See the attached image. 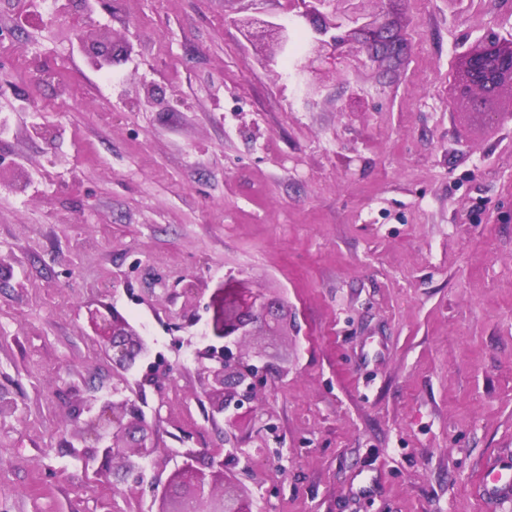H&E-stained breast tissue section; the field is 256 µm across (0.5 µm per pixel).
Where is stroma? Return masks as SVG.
Masks as SVG:
<instances>
[{"instance_id":"obj_1","label":"stroma","mask_w":512,"mask_h":512,"mask_svg":"<svg viewBox=\"0 0 512 512\" xmlns=\"http://www.w3.org/2000/svg\"><path fill=\"white\" fill-rule=\"evenodd\" d=\"M381 9L405 51L351 68L353 99L329 66L305 99L229 23L292 20L285 0H106L108 84L58 28L0 46V169L19 179L0 188V512L156 510L69 447V383L112 388L90 302L152 341L126 375L156 427L147 484L193 448L253 512H512L479 484L512 453V115L450 98L459 56L512 33V0ZM145 83L163 105L138 103ZM227 288L277 295L287 324L246 338L273 373L261 420L231 427L200 371ZM158 364L173 379L153 386Z\"/></svg>"}]
</instances>
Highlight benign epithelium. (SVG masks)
Instances as JSON below:
<instances>
[{"label":"benign epithelium","instance_id":"7a95c632","mask_svg":"<svg viewBox=\"0 0 512 512\" xmlns=\"http://www.w3.org/2000/svg\"><path fill=\"white\" fill-rule=\"evenodd\" d=\"M368 0H288V6L302 8L300 16L313 25L314 35L308 40L304 60L297 59L295 25L286 21L264 20L243 16L234 20L241 35L261 53L264 66L275 68L286 57L295 58V68L300 74H308L303 82L304 93L309 97L319 95L323 89L321 69L314 62L336 61V50L343 38L336 31L345 29L348 35L364 36L361 48L371 61L381 58H397L403 50V42L383 22L381 13L368 12ZM74 40L88 65L97 69L111 66L109 33L89 20L85 25L72 28ZM466 57L459 90L454 92L458 101L471 106L486 105L512 89V36L499 38L495 35L472 44ZM279 302L265 298L245 288L224 295L221 325L215 336L224 340L221 354L206 355L210 365H201L207 376L212 396V412L224 416L227 424L239 418L237 410L252 401L264 380L268 364L255 365L264 360L259 350H243L245 337L258 328L269 334L282 330L283 321L277 315ZM91 340L100 352L112 362V397L104 400L87 398L76 384L70 385V410L68 419L74 425V436L81 449H73L85 468L97 476L119 477L142 482L139 460L157 452L154 425L137 405L126 395L122 376L150 352V345L143 334L117 308L100 305L88 309ZM198 451L187 448L183 452L184 463L168 478L175 486L173 500L177 507H166L168 498L160 496L156 512H250L246 490L239 481L224 475V460L210 458L208 468L194 465ZM222 483L216 489V482Z\"/></svg>","mask_w":512,"mask_h":512}]
</instances>
